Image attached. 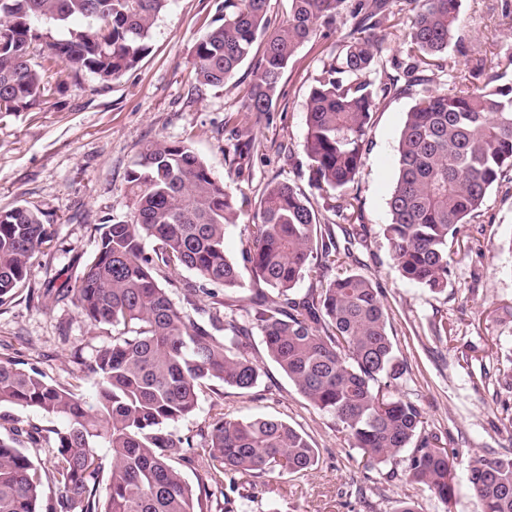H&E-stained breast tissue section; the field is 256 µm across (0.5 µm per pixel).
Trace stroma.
<instances>
[{"instance_id":"stroma-1","label":"stroma","mask_w":512,"mask_h":512,"mask_svg":"<svg viewBox=\"0 0 512 512\" xmlns=\"http://www.w3.org/2000/svg\"><path fill=\"white\" fill-rule=\"evenodd\" d=\"M500 4L464 0V42L449 47V55L461 50L488 56L512 45V17H502ZM389 9L381 81L396 74L392 58L407 52L403 33L410 14L394 2ZM223 15L224 0H170L149 32L147 54L119 80L102 85L88 75L70 78L51 88L40 110L0 112V210L37 209L53 226L52 242L34 259L32 285L42 286L61 269L80 274L95 254L98 224L124 219L126 173L142 146L158 138H191L213 175L232 178L242 189L247 204L227 232L230 255L245 244L250 202L268 182L291 184L321 206L301 151L306 100L332 47L351 29L350 16L341 13L327 35L300 47L274 111L258 117L243 109L254 60L220 88L195 79L196 40ZM412 104L408 95L378 102L363 167L349 189L368 227L365 244L355 250L356 268L383 291L396 353L410 369L401 392L422 405L426 431L459 451L454 501L444 504L427 488L400 480L402 458L377 464L351 448L334 418L309 405L277 370L256 335L253 354L264 370L257 386L245 392L218 382L203 387L195 414L173 430L200 447L201 432L213 418L275 417L303 433L319 461L299 474H231L214 496L212 512H396L403 501L414 502L417 512H478L467 480L469 458L485 451L512 453V198L489 194L494 221L485 227V247L459 249L443 293L403 280L384 227L398 136ZM438 314L448 320V335L430 330ZM111 341V328L91 326L71 301L22 288L0 306V354L86 397L92 385L81 378L78 363Z\"/></svg>"}]
</instances>
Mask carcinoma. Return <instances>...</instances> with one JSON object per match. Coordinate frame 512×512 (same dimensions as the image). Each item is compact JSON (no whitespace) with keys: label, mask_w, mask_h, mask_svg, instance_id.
I'll use <instances>...</instances> for the list:
<instances>
[{"label":"carcinoma","mask_w":512,"mask_h":512,"mask_svg":"<svg viewBox=\"0 0 512 512\" xmlns=\"http://www.w3.org/2000/svg\"><path fill=\"white\" fill-rule=\"evenodd\" d=\"M168 2L0 0V106L23 112L41 105L49 68L38 56L75 79H120L148 51L149 32ZM288 2L287 19L273 26L268 0H224L223 22L196 42V80L221 87L262 50L244 108L265 115L299 48L349 10L353 27L306 102L301 148L309 184L335 216L355 214L346 190L363 166L378 97L413 96L399 135L385 235L402 279L443 292L454 246L482 251L470 226L492 223L491 190L512 194V83L504 81L512 52L456 61L448 65L451 89L431 88L425 71L457 37L463 0H404L411 12L407 58L392 62L399 75L378 84L370 75L384 66L381 23L389 0ZM74 20L86 29L69 39H52L40 28ZM124 206L126 219L101 222L95 256L79 280L60 272L45 284L56 301H75L91 325L116 331L81 368L92 396L0 358V408H34L65 420L60 429L30 424L0 435V512H40L42 475L26 442L53 448L51 478L61 490L54 512H211V487L230 472L263 477L311 469L316 448L270 417L213 420L202 433L197 484L177 466L192 459L194 444L170 426L196 412L202 387L220 382L248 391L262 377L252 354L255 329L269 359L311 405L333 416L351 447L379 464L406 453V481L452 501L457 449L422 434L423 409L397 394L408 367L394 349L382 291L370 276L344 269L365 225L342 227L340 240L303 193L270 182L254 201L247 242L235 259L225 238L241 212L237 188L216 178L185 140L157 139L142 148L126 175ZM51 238L41 212L0 211V306L29 282L36 254ZM179 267L202 282L183 288L199 319L160 282ZM242 267L251 273L248 284ZM312 272L315 285L300 291ZM206 284L248 294V319L199 306ZM467 475L481 512H512V454L475 455Z\"/></svg>","instance_id":"obj_1"}]
</instances>
